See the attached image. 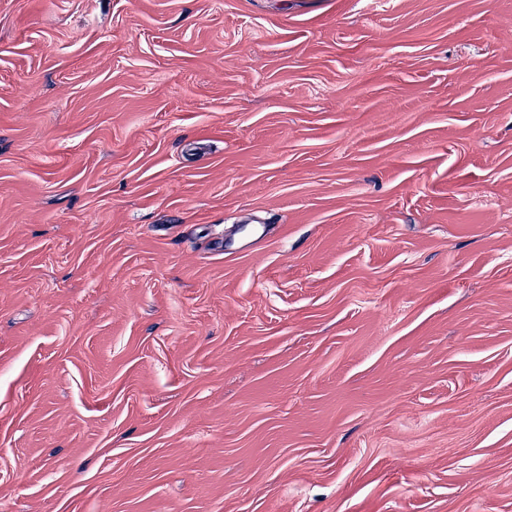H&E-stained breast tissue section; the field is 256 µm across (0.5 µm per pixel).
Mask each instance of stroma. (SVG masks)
Returning <instances> with one entry per match:
<instances>
[{
    "label": "stroma",
    "mask_w": 512,
    "mask_h": 512,
    "mask_svg": "<svg viewBox=\"0 0 512 512\" xmlns=\"http://www.w3.org/2000/svg\"><path fill=\"white\" fill-rule=\"evenodd\" d=\"M0 512H512V0H0Z\"/></svg>",
    "instance_id": "stroma-1"
}]
</instances>
